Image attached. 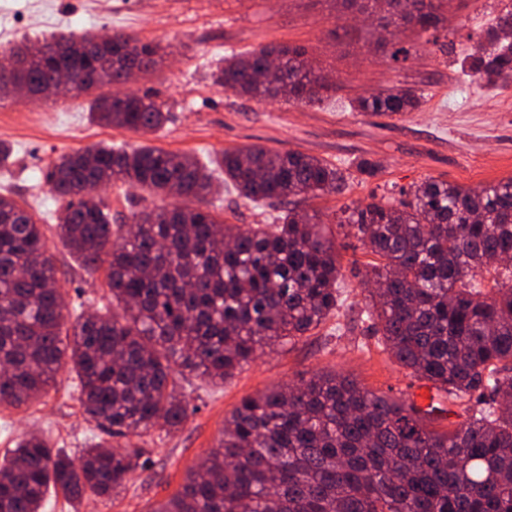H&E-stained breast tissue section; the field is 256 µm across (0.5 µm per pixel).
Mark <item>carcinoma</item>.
<instances>
[{"mask_svg":"<svg viewBox=\"0 0 512 512\" xmlns=\"http://www.w3.org/2000/svg\"><path fill=\"white\" fill-rule=\"evenodd\" d=\"M381 12L382 29L436 28L444 0H345ZM512 7L468 55L492 85L512 84ZM162 47L94 32L26 39L0 52V97L54 95L57 73L72 96L90 97L93 121L152 133L166 113L150 96L108 95L146 73ZM277 55L278 73L268 58ZM215 83L258 99L311 101L331 86L300 47L230 53ZM420 95L389 88L362 97L361 112L400 114ZM224 181L243 198L288 203L339 192L344 174L298 151H228ZM66 201L58 237L93 268L108 259L112 314L79 315L63 332L66 303L43 225L0 196V407L38 399L70 360L86 420L110 437L179 429L188 404L174 369L225 381L259 347L290 343L340 307L336 240L317 215L287 207L278 223L243 228L204 206L211 176L189 155L157 147L96 146L62 154L45 173ZM121 180L165 204L112 223L98 187ZM197 205H189L190 201ZM376 257L361 320L411 374L464 418L448 432L427 425L444 409H419L334 372L243 398L204 470L150 512H512V177L481 188L427 179L397 202L341 210ZM491 282L486 287L485 282ZM138 448L104 439L69 455L24 437L0 460V512H41L49 490L79 500L119 493L144 467Z\"/></svg>","mask_w":512,"mask_h":512,"instance_id":"carcinoma-1","label":"carcinoma"}]
</instances>
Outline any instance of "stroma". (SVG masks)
<instances>
[{
	"mask_svg": "<svg viewBox=\"0 0 512 512\" xmlns=\"http://www.w3.org/2000/svg\"><path fill=\"white\" fill-rule=\"evenodd\" d=\"M511 1L449 0L430 40L410 27L386 37L378 19L346 9L342 0H0V50L26 38L90 30L154 41L167 51L154 70L130 85L169 114L151 134L97 124L83 96L0 100V142L11 149L0 166V194L11 195L45 224L67 321L111 304L105 268L88 272L56 234L62 203L44 174L60 154L97 145H150L209 166L225 151L256 145L317 157L347 177L341 193L295 199L299 210L317 213L336 240L344 299L338 312L296 343L259 350L254 362L225 382L178 378L189 403L180 429L130 440L149 458L146 470L112 498L74 501L49 492L42 512H149L175 495L187 472L219 446L226 421L244 397L319 371L342 373L393 398L420 387L358 317L364 306L360 282L374 257L336 218L345 206L401 199L428 178L479 188L512 177V88L486 85L462 67ZM263 46L303 48L332 90L320 101L293 103L254 99L214 82L227 54ZM392 87L420 94L418 108L394 115L357 111L359 98ZM363 159L377 162L375 176L357 172ZM215 177L220 184L207 205L225 223H274L275 207L247 202L223 184V172ZM106 194L119 220L160 202L119 181ZM27 434L73 455L99 440V430L83 415L69 368L36 401L0 407V458Z\"/></svg>",
	"mask_w": 512,
	"mask_h": 512,
	"instance_id": "1",
	"label": "stroma"
}]
</instances>
